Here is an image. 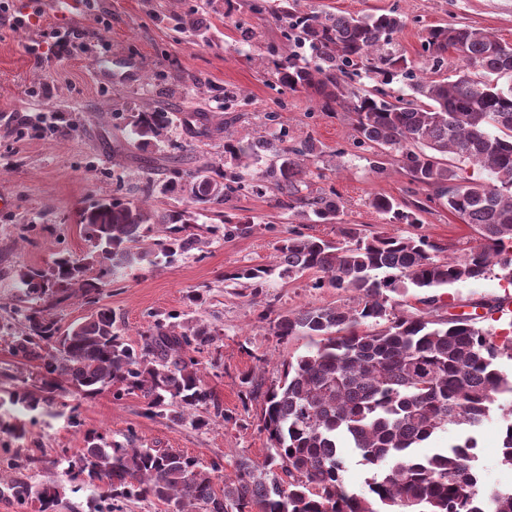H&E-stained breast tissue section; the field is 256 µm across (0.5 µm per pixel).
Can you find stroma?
I'll return each mask as SVG.
<instances>
[{
    "label": "stroma",
    "instance_id": "stroma-1",
    "mask_svg": "<svg viewBox=\"0 0 512 512\" xmlns=\"http://www.w3.org/2000/svg\"><path fill=\"white\" fill-rule=\"evenodd\" d=\"M41 14L30 26H0V305L19 295L23 268L47 267L61 253L83 256L89 249L78 214L112 196L141 197L146 180L162 182L173 171L195 172L224 161V132L238 136L281 135L316 138L324 152L343 149L336 165L310 161L313 188L336 193L344 202L342 220L361 228L399 235H423L442 247L443 257H459L474 245L476 233L442 206L432 189L411 183L396 164L385 174L370 171L366 147L353 141L343 112H325L308 92L272 90L269 77L251 62L256 53L283 55L289 46L274 14L254 13L249 0H95L89 12L71 18L56 14L55 0H40ZM304 11L345 13L359 17L394 11L405 20L395 35L396 50L420 62L422 37L440 24L475 26L512 43V0H300ZM181 15L184 25L171 21ZM56 27L78 32L73 55L35 60L27 51L35 39ZM123 56L139 68L131 83L110 82L97 73L98 63ZM240 92L239 103L224 104L225 90ZM162 108L173 113L172 145L138 147L127 138V116ZM203 112L210 136L188 133L183 113ZM276 119L263 123L264 113ZM44 114L55 130L35 131L23 116ZM377 195L401 205H421L415 224L384 223L369 206ZM225 213L248 216L251 234L216 239L202 249L176 258L160 268L127 270L123 279L107 286L101 296L122 320L128 342L146 329L151 314L188 311L215 323L222 331L218 355L201 354L200 374L216 395L230 422L198 429L142 414L143 401L131 395L115 399L105 390L91 397L61 393L57 404L31 411L11 404L12 374L34 376L35 362H18L0 335V423L23 422L26 433L16 438L0 432V458L39 448V462L26 474L32 482L55 480L57 460L80 453L85 435L97 431L108 439L134 432L140 445L171 448L209 463L220 457L225 474L237 460L263 461L269 454L260 421L262 398L249 393L241 379L249 375L271 384L281 364L304 351L307 338L279 341L261 312L296 311L308 306L355 305L349 290L313 287L309 276L272 277L257 298L242 296L226 276L243 265H269L275 245L288 229V213L271 194L230 198ZM203 294L205 303L188 307L187 297ZM512 297V288L490 273L477 282L445 288L444 311L470 302ZM503 422L492 416L478 433L479 466L489 487H511L512 467L501 456Z\"/></svg>",
    "mask_w": 512,
    "mask_h": 512
}]
</instances>
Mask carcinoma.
Wrapping results in <instances>:
<instances>
[{"mask_svg": "<svg viewBox=\"0 0 512 512\" xmlns=\"http://www.w3.org/2000/svg\"><path fill=\"white\" fill-rule=\"evenodd\" d=\"M283 37L308 46L320 65L311 69L287 55L271 61L259 54L254 67L272 69L275 85L313 91L321 108L348 112L354 140L371 149L373 172L397 163L411 182L433 189L448 211L475 226L476 244L464 255L441 261L440 246L424 235L367 232L340 221L339 197L309 189L308 163L323 154L310 135L275 149L263 138H237L224 130L230 165L207 164L184 177L173 174L149 195L180 201L161 207L114 197L83 210L80 224L91 249L84 257L62 254L46 268L19 274L21 295L9 304L20 329L8 322L12 355L40 362L38 384L12 374V401L35 409L66 389L81 395L112 391L116 399H143V415L206 428L233 417L200 376L191 353L219 349L213 323L188 320L174 311L153 315L132 345L120 319L100 304L103 289L127 270L158 267L206 244V236L232 238L250 232L249 217L224 214V201L242 192H271L288 219L336 226L331 240L289 228L275 245L272 266H242L226 276L253 298L277 274L312 277L314 288L357 293V305H327L278 313L272 329L280 340L309 338L306 351L282 363L278 383L262 389L252 377L242 383L262 392V427L272 452L262 463L237 464L224 476L221 458L203 465L172 448H144L133 433L109 441L98 432L67 460L62 478L102 484L111 500L159 502L166 512H512V489L490 498L481 480L477 431L491 413L504 421L502 462L512 466V377L499 361L512 360V336L499 342L470 314H437L439 298L412 310L402 300L409 289L429 291L479 281L493 269L512 285V44L474 26L435 25L422 47L440 66L452 52L463 69L456 79L414 74L415 65L389 49L404 26L394 12L364 18L306 12L299 0H281L276 10ZM372 67L382 86L351 84L353 71ZM402 75L411 93L394 96L384 86ZM171 113L134 112L129 125L142 146L164 142ZM273 151L261 168L259 157ZM485 172L488 178L468 173ZM388 224H418L417 214L387 196L369 202ZM210 223H199L202 212ZM398 298H393V295ZM78 298L94 307L63 330L54 310ZM449 426L461 436L446 448L419 456L415 448ZM346 442L364 464L377 469L367 490L344 481ZM224 480L222 493L215 481ZM20 508L33 502L51 512L59 485H32L15 476L0 481Z\"/></svg>", "mask_w": 512, "mask_h": 512, "instance_id": "cac0c4a2", "label": "carcinoma"}]
</instances>
